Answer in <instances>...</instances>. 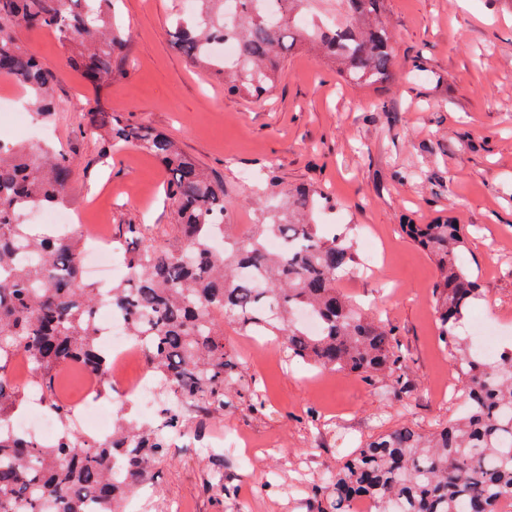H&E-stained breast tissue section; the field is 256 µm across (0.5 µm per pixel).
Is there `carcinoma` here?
<instances>
[{
  "instance_id": "1",
  "label": "carcinoma",
  "mask_w": 512,
  "mask_h": 512,
  "mask_svg": "<svg viewBox=\"0 0 512 512\" xmlns=\"http://www.w3.org/2000/svg\"><path fill=\"white\" fill-rule=\"evenodd\" d=\"M281 2L278 20L255 10L252 0H239L238 13L228 19L224 0H202L201 19L178 23L174 38L192 64L224 73L228 92L246 99L265 94L279 59L302 43L332 60L353 85L393 74L385 0H338L337 31L318 19L299 24L312 0ZM117 9L118 0H0V76L27 90L38 115L50 119L57 108L51 95L56 73L28 52L22 36L57 34L64 64L101 86L112 80L127 43L115 22ZM228 25L239 45L234 68L210 50L224 40ZM83 112L87 129L104 132L112 147L137 148L165 166L180 235L162 244L146 238L140 225L127 224L112 241L122 247L131 276L107 290L86 282L79 239L54 230L34 235L22 220L31 206L68 203L70 157L49 146L36 156L0 140V512H120L153 480L171 438L191 430L183 410L166 411L155 425L122 415L108 438L77 429L73 410L59 398V371L77 366L105 377L108 359L95 322L103 303L128 317L152 375L203 415L218 417L243 402L254 412L265 409L224 345L226 321L244 336L275 337L288 357L319 370L369 382L391 378L405 388L406 360L395 327L372 318L338 287L358 256L347 236H327L315 223V214L331 205L324 194L295 189L282 206L264 211L247 243L218 250L214 242L226 227L230 197L224 180L167 134L104 111L98 98ZM402 228L435 257L438 340L459 368L466 411L427 432L406 422L362 440L322 476L316 512H353L362 499L376 512H503L512 503V347L489 364L455 334L479 293L462 258L466 229L450 222ZM272 237L283 240L278 254L267 250ZM301 311L321 320V335L305 332ZM18 356L30 370L26 390L14 382ZM33 397L60 423L49 443L5 428Z\"/></svg>"
}]
</instances>
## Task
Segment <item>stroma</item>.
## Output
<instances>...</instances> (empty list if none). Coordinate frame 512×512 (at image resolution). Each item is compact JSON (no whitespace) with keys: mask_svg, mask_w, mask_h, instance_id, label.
<instances>
[{"mask_svg":"<svg viewBox=\"0 0 512 512\" xmlns=\"http://www.w3.org/2000/svg\"><path fill=\"white\" fill-rule=\"evenodd\" d=\"M468 2L388 0L395 68L373 88L345 82L329 62L298 48L282 60L276 86L252 101L228 94L178 49L173 32L183 0H120L128 42L101 88L63 64L54 34L25 36L30 52L55 71L53 97L68 108L27 129L0 112V137L25 144L50 132L74 161L68 208L85 229L102 222L114 234L140 224L164 242L177 221L165 196L167 172L154 158L127 148L101 164L108 144L83 131L80 114L97 97L127 123L167 133L222 178L232 231L260 222L266 186L283 198L306 185L332 201L318 218L327 232L360 229L383 254L373 273L345 277L340 287L395 326L406 391L383 397L380 384L320 372L282 352L263 355L254 337L225 326L227 349L267 408L256 414L239 406L208 422L202 437L221 427L276 454L245 464L225 447L209 457L174 449L155 474L148 512L177 504L184 512H309L318 474L335 469L368 435L459 415V401L440 400L437 391L458 375L437 339L435 261L402 231L404 219L468 229L465 259L480 292L456 333L469 340L480 317L512 345V0ZM217 467L222 492L210 481Z\"/></svg>","mask_w":512,"mask_h":512,"instance_id":"35a3bbf8","label":"stroma"}]
</instances>
